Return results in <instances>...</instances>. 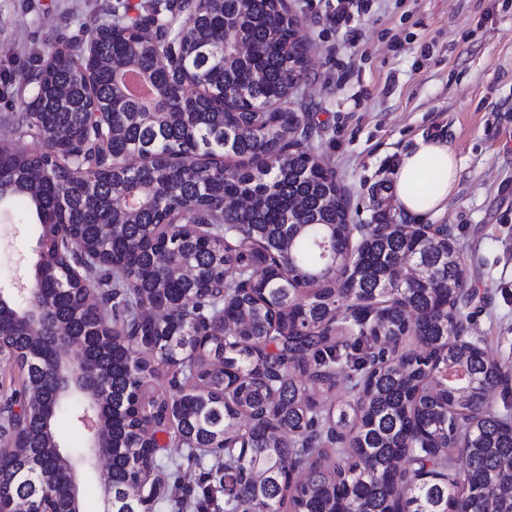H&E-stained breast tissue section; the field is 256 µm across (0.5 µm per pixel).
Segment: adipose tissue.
<instances>
[{
    "label": "adipose tissue",
    "instance_id": "obj_1",
    "mask_svg": "<svg viewBox=\"0 0 512 512\" xmlns=\"http://www.w3.org/2000/svg\"><path fill=\"white\" fill-rule=\"evenodd\" d=\"M456 179L457 160L447 143L436 137H420L402 154L391 193L409 215L433 216L447 205Z\"/></svg>",
    "mask_w": 512,
    "mask_h": 512
}]
</instances>
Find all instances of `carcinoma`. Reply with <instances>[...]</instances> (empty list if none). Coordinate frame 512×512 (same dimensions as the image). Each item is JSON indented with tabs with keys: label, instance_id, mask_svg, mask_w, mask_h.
Masks as SVG:
<instances>
[{
	"label": "carcinoma",
	"instance_id": "obj_1",
	"mask_svg": "<svg viewBox=\"0 0 512 512\" xmlns=\"http://www.w3.org/2000/svg\"><path fill=\"white\" fill-rule=\"evenodd\" d=\"M196 26L209 31L204 46L188 36ZM239 40L259 53L234 56ZM92 52L135 61L153 97L121 94L110 72L87 74ZM159 54L169 59L163 68ZM306 63L286 0H167L162 17L126 16L58 42L19 77V93L74 90L68 106L48 93L18 113L16 130L36 149L0 142V204L23 200L50 270L37 300L69 322L74 358L98 362L111 397L98 407L107 446L98 456L88 447L68 454L79 469L108 460L112 512L145 510L134 488L149 471L160 499L167 473L158 455L191 440L226 456L211 493L224 494L227 512H512V495L498 489L512 462V416L485 399L512 371L471 351L463 262L439 260L401 224L349 223L335 176L302 150L309 113L288 111ZM34 169L46 179L30 195ZM132 172L165 203L124 213ZM226 194L254 202L230 217L243 234L228 241ZM298 196L301 232L269 262L264 247H275ZM176 255L191 260V279L165 277ZM423 257L436 264L434 280L389 292L388 267ZM450 295L452 319L442 310ZM146 305L166 319L143 317ZM4 309L0 352L18 367L21 388L4 399L0 512L20 500L31 512L48 500L72 512L71 477L47 446L67 405L92 400L57 399L52 362L34 358L18 308ZM226 322L240 334L224 335ZM154 362L173 372L147 398ZM439 365L484 387L437 383ZM343 372L350 398L338 402ZM440 448L461 449L462 462Z\"/></svg>",
	"mask_w": 512,
	"mask_h": 512
}]
</instances>
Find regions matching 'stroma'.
Returning <instances> with one entry per match:
<instances>
[{
    "instance_id": "stroma-1",
    "label": "stroma",
    "mask_w": 512,
    "mask_h": 512,
    "mask_svg": "<svg viewBox=\"0 0 512 512\" xmlns=\"http://www.w3.org/2000/svg\"><path fill=\"white\" fill-rule=\"evenodd\" d=\"M163 0H0V140L32 148L12 124L17 78L63 37ZM308 46L291 100L313 113L302 148L333 171L353 224H407L392 194L396 163L418 136L445 140L458 160L456 190L435 224L447 225L479 299L467 331L512 367V0H363L346 28L326 22L325 0H287ZM22 202L0 207V289L29 298L39 251ZM215 457L177 453L173 495L153 512H193Z\"/></svg>"
}]
</instances>
